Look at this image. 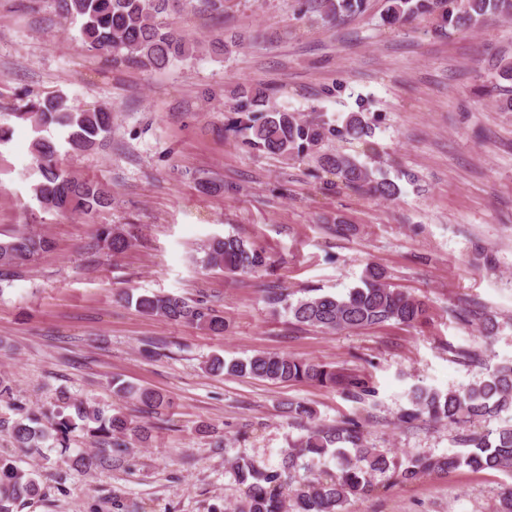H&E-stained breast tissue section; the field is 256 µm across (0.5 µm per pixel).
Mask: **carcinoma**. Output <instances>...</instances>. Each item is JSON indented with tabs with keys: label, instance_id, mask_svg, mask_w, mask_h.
I'll use <instances>...</instances> for the list:
<instances>
[{
	"label": "carcinoma",
	"instance_id": "1",
	"mask_svg": "<svg viewBox=\"0 0 512 512\" xmlns=\"http://www.w3.org/2000/svg\"><path fill=\"white\" fill-rule=\"evenodd\" d=\"M180 0H57L62 15L80 23L82 43L90 51L112 55V60L131 61L139 67L161 69L187 61L201 51L212 55L228 52L221 38L196 42L179 33L168 22ZM324 19L348 17L365 5V0H312ZM436 15L441 29H474L487 17H512V0H387L384 20L390 24ZM492 79L480 94L494 98L503 112H512V57L501 56L489 64ZM269 90L242 84L236 92L234 112L239 117L225 130L243 137L250 149L286 161L313 155L318 174L336 177L334 186L395 199L400 187L359 160V156L329 149L334 140L357 143L365 156L378 154L372 141L373 129L361 112L350 114L336 125L316 115L305 118L294 112L266 109ZM13 116L31 123L40 132L31 143L37 178L32 193L40 207L61 218L81 216L91 221L112 205V190L81 179L62 167L54 138L41 134L51 126L66 132V142L75 152L96 147L112 130V113L102 107L76 109L60 93L36 94L18 99ZM98 247L118 255L127 250L135 235L110 224L96 228ZM52 247L45 234L18 231L0 239V284L19 276L35 258ZM202 263L229 274L257 272L269 266L266 250L228 235L214 237L203 248ZM120 298L144 315L194 325L215 335L224 334V316L204 300L158 293ZM272 307L282 306L294 321L326 333L382 326L390 322L414 327L427 314L425 304L388 285L386 273L367 265L362 286L342 296L306 295L291 301L284 293L267 296ZM207 371L250 377L273 383L307 382L321 387L346 386L366 392L365 384L349 380L330 365L312 363L286 354L259 353L246 360L226 361L215 356L205 363ZM116 395L134 400L146 413L165 406V396L147 387L116 385ZM0 402L18 415L3 422L14 447L32 456L41 454L46 441L69 447L70 436L81 432L92 448L76 449L75 464L88 472L103 465L112 453L127 454L145 441L152 429L121 409L100 407L62 391L50 408L32 410L14 397L7 376L0 374ZM412 415H425L435 422L458 425L484 423L481 432L464 440L466 452L440 456L411 457L399 462L369 445L360 422L351 418L340 425L316 424L307 433L288 442L281 463L271 469L258 460L240 456L232 464L242 498L234 512H346L350 500L366 496L378 474L391 473L401 483L414 482L432 473H449L465 466L473 471L493 470L512 474V422L502 414L512 411V362L487 370L479 380L446 392L417 388L412 391ZM339 460L336 471L325 468L329 458ZM37 473L20 466L11 456L0 454V512L40 495Z\"/></svg>",
	"mask_w": 512,
	"mask_h": 512
}]
</instances>
